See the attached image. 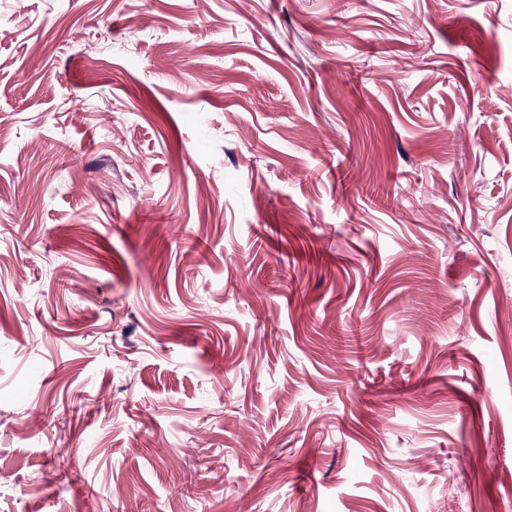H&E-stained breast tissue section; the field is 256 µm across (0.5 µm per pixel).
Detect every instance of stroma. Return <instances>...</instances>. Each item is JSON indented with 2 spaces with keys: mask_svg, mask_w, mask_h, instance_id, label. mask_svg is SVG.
Returning a JSON list of instances; mask_svg holds the SVG:
<instances>
[{
  "mask_svg": "<svg viewBox=\"0 0 512 512\" xmlns=\"http://www.w3.org/2000/svg\"><path fill=\"white\" fill-rule=\"evenodd\" d=\"M0 126V512H512V0H0Z\"/></svg>",
  "mask_w": 512,
  "mask_h": 512,
  "instance_id": "obj_1",
  "label": "stroma"
}]
</instances>
